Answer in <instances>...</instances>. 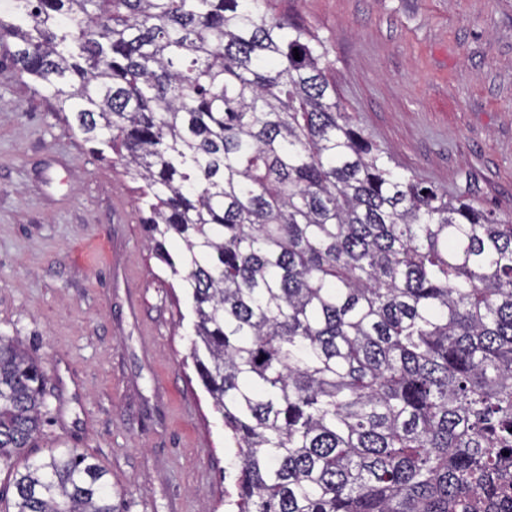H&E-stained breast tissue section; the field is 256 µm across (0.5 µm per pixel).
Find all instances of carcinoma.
<instances>
[{"instance_id":"obj_1","label":"carcinoma","mask_w":512,"mask_h":512,"mask_svg":"<svg viewBox=\"0 0 512 512\" xmlns=\"http://www.w3.org/2000/svg\"><path fill=\"white\" fill-rule=\"evenodd\" d=\"M13 2L3 58L144 182L238 448V512L512 503V217L400 171L336 95L324 42L266 0ZM47 374L0 336L4 512H120L77 448L16 462Z\"/></svg>"}]
</instances>
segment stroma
<instances>
[{"mask_svg":"<svg viewBox=\"0 0 512 512\" xmlns=\"http://www.w3.org/2000/svg\"><path fill=\"white\" fill-rule=\"evenodd\" d=\"M267 7L325 41L342 103L402 171L512 215V0ZM139 188L0 66V335L48 367L49 412L26 457L91 455L121 512H229L234 450Z\"/></svg>","mask_w":512,"mask_h":512,"instance_id":"stroma-1","label":"stroma"}]
</instances>
